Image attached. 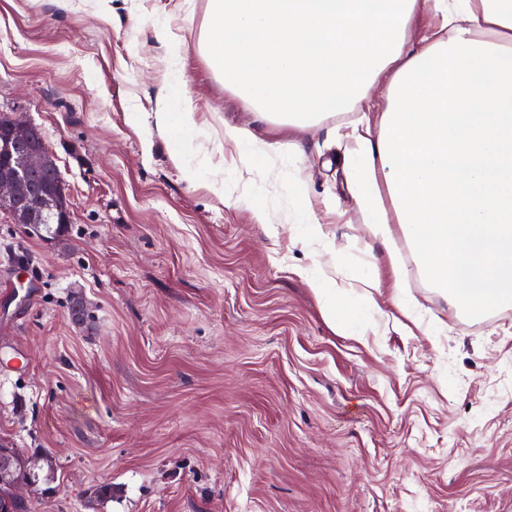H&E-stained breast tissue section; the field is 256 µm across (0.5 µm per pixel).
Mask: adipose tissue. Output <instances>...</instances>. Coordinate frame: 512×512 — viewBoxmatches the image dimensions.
Returning a JSON list of instances; mask_svg holds the SVG:
<instances>
[{
	"instance_id": "obj_1",
	"label": "adipose tissue",
	"mask_w": 512,
	"mask_h": 512,
	"mask_svg": "<svg viewBox=\"0 0 512 512\" xmlns=\"http://www.w3.org/2000/svg\"><path fill=\"white\" fill-rule=\"evenodd\" d=\"M422 10L446 33L415 48ZM206 50L225 88L296 127L380 86L385 108L347 159L370 234L388 245L402 230L458 313L512 308V0H209ZM157 119L183 161L197 127L179 92ZM224 139L249 174L300 153L237 127ZM310 283L330 320L363 333L345 289L321 274Z\"/></svg>"
}]
</instances>
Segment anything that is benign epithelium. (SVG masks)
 <instances>
[{
  "label": "benign epithelium",
  "instance_id": "benign-epithelium-1",
  "mask_svg": "<svg viewBox=\"0 0 512 512\" xmlns=\"http://www.w3.org/2000/svg\"><path fill=\"white\" fill-rule=\"evenodd\" d=\"M0 209L17 224H69L58 167L36 126L18 118L0 123Z\"/></svg>",
  "mask_w": 512,
  "mask_h": 512
}]
</instances>
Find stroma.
<instances>
[{"instance_id": "stroma-1", "label": "stroma", "mask_w": 512, "mask_h": 512, "mask_svg": "<svg viewBox=\"0 0 512 512\" xmlns=\"http://www.w3.org/2000/svg\"><path fill=\"white\" fill-rule=\"evenodd\" d=\"M208 5L0 0V113L40 127L71 211L36 232L0 211V350L29 358L0 377V447L39 475L18 494L32 512H512V308L460 315L400 236L396 282L344 164L378 95L305 129L259 120L210 65ZM174 85L195 180L155 120ZM228 125L302 148L257 197L270 223L214 191L220 166L244 192ZM292 177L321 225L306 240ZM319 266L371 306L364 335L326 318Z\"/></svg>"}]
</instances>
